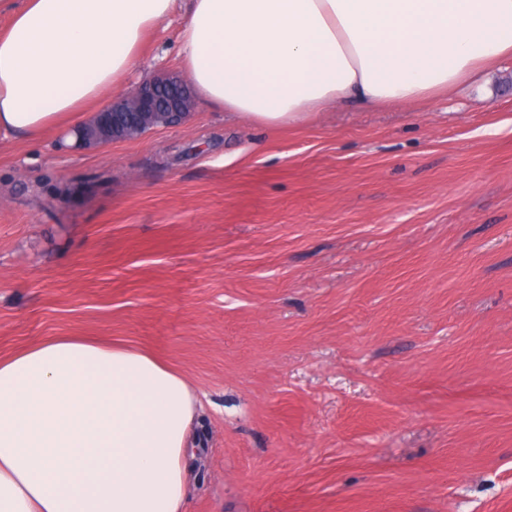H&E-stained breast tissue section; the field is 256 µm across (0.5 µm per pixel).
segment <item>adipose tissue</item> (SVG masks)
Instances as JSON below:
<instances>
[{
	"label": "adipose tissue",
	"instance_id": "obj_1",
	"mask_svg": "<svg viewBox=\"0 0 512 512\" xmlns=\"http://www.w3.org/2000/svg\"><path fill=\"white\" fill-rule=\"evenodd\" d=\"M0 133L35 142L122 89L174 0H0ZM204 100L285 126L450 93L512 57V0H189ZM195 387L145 349L55 336L0 358V512H183Z\"/></svg>",
	"mask_w": 512,
	"mask_h": 512
}]
</instances>
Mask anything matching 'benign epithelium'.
Wrapping results in <instances>:
<instances>
[{"instance_id":"benign-epithelium-1","label":"benign epithelium","mask_w":512,"mask_h":512,"mask_svg":"<svg viewBox=\"0 0 512 512\" xmlns=\"http://www.w3.org/2000/svg\"><path fill=\"white\" fill-rule=\"evenodd\" d=\"M192 109L190 89L175 75L152 76L137 90L96 113L88 133H76L78 145L90 149L114 141L137 139L155 128L183 125Z\"/></svg>"}]
</instances>
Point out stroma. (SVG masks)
<instances>
[{
	"label": "stroma",
	"mask_w": 512,
	"mask_h": 512,
	"mask_svg": "<svg viewBox=\"0 0 512 512\" xmlns=\"http://www.w3.org/2000/svg\"><path fill=\"white\" fill-rule=\"evenodd\" d=\"M185 0L131 85L183 75ZM0 139V357L151 351L198 389L184 512H512V59L407 104ZM64 206L16 193L44 172Z\"/></svg>",
	"instance_id": "obj_1"
}]
</instances>
